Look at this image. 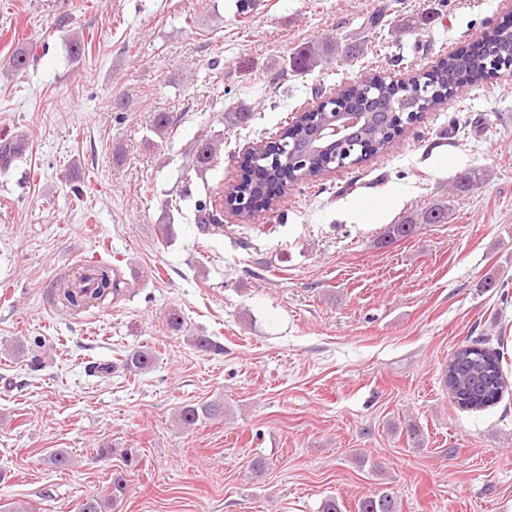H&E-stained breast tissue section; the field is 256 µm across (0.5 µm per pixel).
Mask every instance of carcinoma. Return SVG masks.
Listing matches in <instances>:
<instances>
[{"label":"carcinoma","mask_w":512,"mask_h":512,"mask_svg":"<svg viewBox=\"0 0 512 512\" xmlns=\"http://www.w3.org/2000/svg\"><path fill=\"white\" fill-rule=\"evenodd\" d=\"M484 52L481 54L456 51L443 58L432 72L421 77L429 84V98L425 109L433 110L440 106L454 91L475 84L487 82L497 77V65H512V28L488 29L484 33ZM338 51L336 44L325 41L307 45L289 57V66L297 74L307 73L321 65ZM408 92L404 84L382 85L379 92H371L365 86H352L345 97V108L370 114L368 123L356 135L357 152L362 160L380 153L406 125V116L392 110L395 98ZM322 119L315 112L303 117L288 129V140L300 146ZM216 141L200 137L195 143L191 163L186 172H200L209 169L216 157ZM303 171L294 166L292 157L283 152L276 166L265 160L249 165V171L240 182L237 193L248 197L255 207L267 209L280 202L285 188L300 181ZM198 223L204 234L221 228L214 211L202 204L198 209ZM447 211L440 207L430 208L418 219H409L402 224L391 225L386 234V243H394L411 236L420 224H442ZM78 273H72L57 281V299L65 308L79 312L98 301L115 297L121 292V279L110 265L94 269V287L77 290L71 287ZM123 366L132 371H146L154 364V355L149 350H136L122 360ZM444 386L452 394L454 403L462 410L482 411L497 404L505 388L503 374V353L486 343L476 340L461 345L451 354L444 370ZM224 413L219 404L185 406L179 413L182 425L190 427L203 419H213ZM127 495V483L122 475H112V486L104 497L91 496L78 507V512H110ZM357 512H400L397 495L381 489L358 500Z\"/></svg>","instance_id":"1"}]
</instances>
